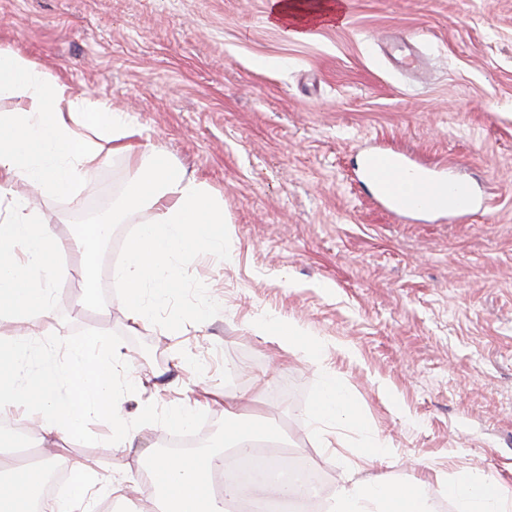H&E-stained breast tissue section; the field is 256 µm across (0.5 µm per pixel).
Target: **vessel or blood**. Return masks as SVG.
<instances>
[{"label":"vessel or blood","mask_w":512,"mask_h":512,"mask_svg":"<svg viewBox=\"0 0 512 512\" xmlns=\"http://www.w3.org/2000/svg\"><path fill=\"white\" fill-rule=\"evenodd\" d=\"M358 169L375 202L395 215L425 217L445 212L466 218L477 208L468 182L450 178L443 168L418 164L408 156L371 149L361 156Z\"/></svg>","instance_id":"obj_1"}]
</instances>
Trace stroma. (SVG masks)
I'll return each mask as SVG.
<instances>
[{
	"instance_id": "35a3bbf8",
	"label": "stroma",
	"mask_w": 512,
	"mask_h": 512,
	"mask_svg": "<svg viewBox=\"0 0 512 512\" xmlns=\"http://www.w3.org/2000/svg\"><path fill=\"white\" fill-rule=\"evenodd\" d=\"M268 0H0V49H12L117 112L168 162L224 202V252L173 262L179 288L155 320L131 324L117 269L145 217L113 225L96 261V300L82 306L83 270L63 258L54 313L31 316L43 360L84 338L118 346L113 365L132 449L61 441L59 468L91 462L104 478L140 480L168 443L172 404H192L200 448L224 440V406L198 396L248 395L239 414L282 435L322 474L313 512L362 444L351 426L323 447L310 409L335 373L389 444L388 479L423 485L431 512L474 473L512 493V0H351L340 25L287 35ZM402 43L421 69L387 58ZM380 145L445 164L481 205L470 218H397L357 179ZM132 189L110 155L72 195L34 193L58 237L109 193L107 218ZM210 300L206 321L194 309ZM181 321L169 328L171 312ZM320 337L316 358L282 349L275 323Z\"/></svg>"
}]
</instances>
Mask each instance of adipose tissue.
Wrapping results in <instances>:
<instances>
[{"instance_id":"adipose-tissue-1","label":"adipose tissue","mask_w":512,"mask_h":512,"mask_svg":"<svg viewBox=\"0 0 512 512\" xmlns=\"http://www.w3.org/2000/svg\"><path fill=\"white\" fill-rule=\"evenodd\" d=\"M334 14L329 0H269L270 23L295 37L303 36L305 24ZM2 94L17 99L19 107L0 113L1 319L51 315V292L37 283V276L56 272L60 258L70 252L79 255L86 274H93L99 248L111 231V223L81 224L70 237L59 238L41 224L30 199L12 195L11 185L21 182L46 194H70L84 187L111 154L126 156L135 168L131 195L113 210L111 222L133 212L147 216L128 245L130 260L121 270L130 320L153 317L152 306L142 296L144 288L161 297L177 287L174 257L223 253V203L205 182L149 155L138 129L123 114L49 78L36 62L0 50ZM35 354V338L28 332L0 340V419L27 406L30 432L42 459L41 466L30 467L0 454V512H96L103 500L139 494L135 481L119 476L104 484L92 464L74 461L68 466L67 494L53 502L41 496L46 475L60 457L51 436L87 434L95 418L108 424V438L116 446L131 444L133 434L116 406L112 362L93 355L91 342L66 344V369L61 373L33 368ZM311 413L316 436L325 437L328 428L340 423L354 425L364 434L362 461L369 466L386 462V439L355 412L335 375H326ZM223 461L220 452L153 458L162 477L153 490L155 500L166 512H223V501L211 494L208 483ZM451 493L458 512H512V494L489 487L480 475L454 485ZM328 512H430V504L420 489L380 476L367 482L347 476L331 494Z\"/></svg>"}]
</instances>
